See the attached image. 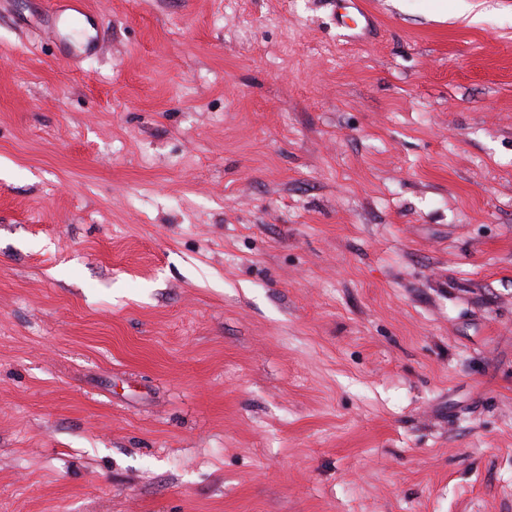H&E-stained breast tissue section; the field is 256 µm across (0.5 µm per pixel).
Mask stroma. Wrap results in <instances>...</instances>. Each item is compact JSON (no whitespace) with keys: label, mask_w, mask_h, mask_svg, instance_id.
<instances>
[{"label":"stroma","mask_w":512,"mask_h":512,"mask_svg":"<svg viewBox=\"0 0 512 512\" xmlns=\"http://www.w3.org/2000/svg\"><path fill=\"white\" fill-rule=\"evenodd\" d=\"M0 0V512H512V0ZM83 0H50L44 1L43 4L47 5L48 11L54 19L55 23L59 20L69 21V20H81L82 17L85 18V21L91 28L98 29L101 28V19H99L98 15L90 10H81L75 9L70 4L74 2H82ZM72 10L75 12L65 14L66 11ZM56 40L61 55L66 57L91 56L100 48L99 36H90L86 28H83L76 39L63 38L55 28Z\"/></svg>","instance_id":"1"}]
</instances>
